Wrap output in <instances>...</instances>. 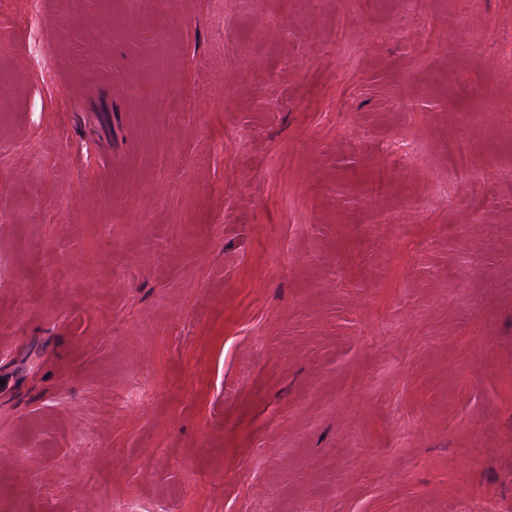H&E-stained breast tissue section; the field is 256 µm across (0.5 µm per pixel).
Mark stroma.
<instances>
[{"label":"stroma","instance_id":"1","mask_svg":"<svg viewBox=\"0 0 512 512\" xmlns=\"http://www.w3.org/2000/svg\"><path fill=\"white\" fill-rule=\"evenodd\" d=\"M0 11V512H512V0Z\"/></svg>","mask_w":512,"mask_h":512}]
</instances>
